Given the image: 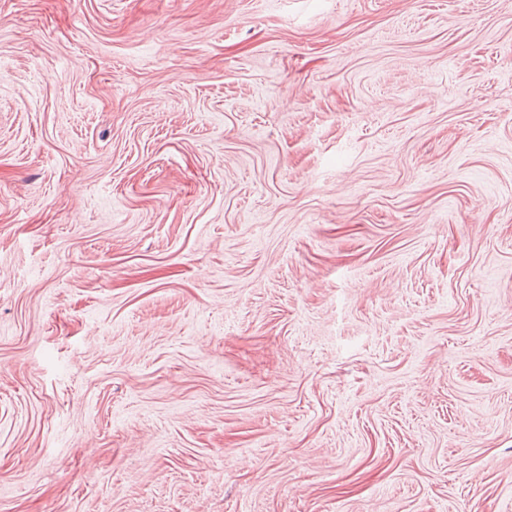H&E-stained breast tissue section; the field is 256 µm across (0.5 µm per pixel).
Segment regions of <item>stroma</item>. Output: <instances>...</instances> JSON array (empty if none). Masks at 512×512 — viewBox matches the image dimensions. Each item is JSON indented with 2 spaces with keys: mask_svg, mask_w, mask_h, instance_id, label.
<instances>
[{
  "mask_svg": "<svg viewBox=\"0 0 512 512\" xmlns=\"http://www.w3.org/2000/svg\"><path fill=\"white\" fill-rule=\"evenodd\" d=\"M0 512H512V0H0Z\"/></svg>",
  "mask_w": 512,
  "mask_h": 512,
  "instance_id": "obj_1",
  "label": "stroma"
}]
</instances>
